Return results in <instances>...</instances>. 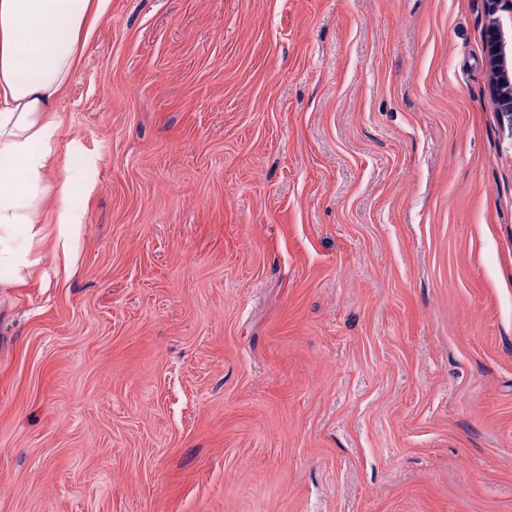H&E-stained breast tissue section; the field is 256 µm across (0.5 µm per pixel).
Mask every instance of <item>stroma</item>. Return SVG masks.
Returning <instances> with one entry per match:
<instances>
[{
    "instance_id": "35a3bbf8",
    "label": "stroma",
    "mask_w": 512,
    "mask_h": 512,
    "mask_svg": "<svg viewBox=\"0 0 512 512\" xmlns=\"http://www.w3.org/2000/svg\"><path fill=\"white\" fill-rule=\"evenodd\" d=\"M484 0H106L0 280V512H512V118Z\"/></svg>"
}]
</instances>
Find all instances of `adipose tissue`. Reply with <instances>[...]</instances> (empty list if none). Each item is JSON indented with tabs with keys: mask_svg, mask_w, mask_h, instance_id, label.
I'll use <instances>...</instances> for the list:
<instances>
[{
	"mask_svg": "<svg viewBox=\"0 0 512 512\" xmlns=\"http://www.w3.org/2000/svg\"><path fill=\"white\" fill-rule=\"evenodd\" d=\"M106 0H0V268L14 283L33 278L38 245L63 255L86 222L72 203L79 174L48 184L60 127L56 101L76 63L80 33ZM58 200L53 228L40 222L48 195Z\"/></svg>",
	"mask_w": 512,
	"mask_h": 512,
	"instance_id": "1",
	"label": "adipose tissue"
}]
</instances>
